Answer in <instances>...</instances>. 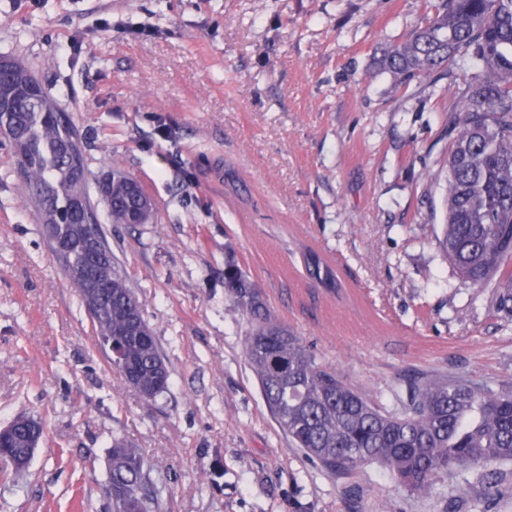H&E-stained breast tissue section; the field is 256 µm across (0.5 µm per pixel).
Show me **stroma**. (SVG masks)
I'll list each match as a JSON object with an SVG mask.
<instances>
[{
  "mask_svg": "<svg viewBox=\"0 0 512 512\" xmlns=\"http://www.w3.org/2000/svg\"><path fill=\"white\" fill-rule=\"evenodd\" d=\"M429 2L0 0V56L65 112L91 177L120 164L152 199L132 228L97 210L170 371L148 400L112 367L0 137V426L27 414L47 432L21 478L0 463V512H109L116 436L152 464L161 512H473L456 476L422 497L379 463L332 475L293 447L224 289L231 251L275 317L390 408L412 375L512 377V313L437 243L462 79L402 84L383 65ZM469 479L512 512V463Z\"/></svg>",
  "mask_w": 512,
  "mask_h": 512,
  "instance_id": "obj_1",
  "label": "stroma"
}]
</instances>
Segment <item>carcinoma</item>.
I'll return each mask as SVG.
<instances>
[{
    "instance_id": "obj_1",
    "label": "carcinoma",
    "mask_w": 512,
    "mask_h": 512,
    "mask_svg": "<svg viewBox=\"0 0 512 512\" xmlns=\"http://www.w3.org/2000/svg\"><path fill=\"white\" fill-rule=\"evenodd\" d=\"M434 16L397 44L386 66L407 82L440 68L478 71L452 111L446 177V218L439 246L459 275L497 289L512 303V0H438ZM0 132L15 148L25 191L64 276L76 288L96 338L121 349L116 366L143 396L168 389L170 371L146 322L126 271L112 256L94 212L88 169L75 129L56 110L25 64L10 58L0 72ZM106 186L114 224H148L154 212L144 189L120 165ZM311 274L336 283L318 256ZM224 287L252 320L246 356L281 430L330 474L379 461L412 494L430 496L448 472L512 462V380L487 385L440 376L407 379L403 408L380 407L321 362L291 328L267 311L259 290L234 255L224 262ZM44 437L40 420L15 419L12 452L26 468V450ZM152 468L132 442L112 440L107 482L112 512H156Z\"/></svg>"
}]
</instances>
